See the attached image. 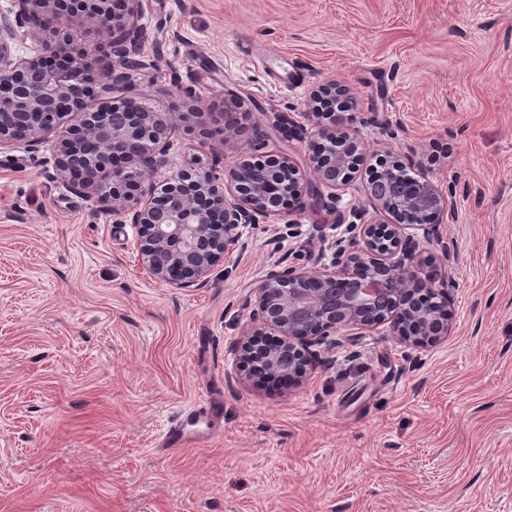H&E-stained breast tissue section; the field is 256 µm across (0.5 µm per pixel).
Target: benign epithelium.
Wrapping results in <instances>:
<instances>
[{
    "label": "benign epithelium",
    "mask_w": 512,
    "mask_h": 512,
    "mask_svg": "<svg viewBox=\"0 0 512 512\" xmlns=\"http://www.w3.org/2000/svg\"><path fill=\"white\" fill-rule=\"evenodd\" d=\"M139 0H17L13 14L0 15V149L19 141L37 147L53 138L57 175L72 188L112 209L124 224L139 227L138 260L155 280L176 288H196L240 243V228L300 209L305 197L336 215L345 235L331 243L333 268L316 271L288 266L270 269L253 289V333L238 345L241 379L255 367L285 384H301L313 369V347L340 331L356 333L390 323L416 348L433 346L452 332L453 314L446 267L455 262L444 226L451 191L426 173L412 176L397 156L378 177L401 183L395 196L369 183L366 197L374 212L396 217L422 214L431 252L404 224H373L366 209L338 210L334 190L347 185L364 160L351 135L365 122L361 112H319L315 105L296 120L275 116L286 141L310 134L323 143L309 157V174L290 156L225 166L184 168L156 187L155 173L167 163L174 122L146 105L120 123L113 113L127 102L92 110L87 98L98 86L118 87L130 69L151 63L133 56L138 47ZM80 18L104 38L90 50L73 47L70 23ZM31 38L39 50L14 54ZM77 116L71 124L68 115ZM333 190L328 196L320 188Z\"/></svg>",
    "instance_id": "benign-epithelium-1"
}]
</instances>
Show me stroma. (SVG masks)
I'll list each match as a JSON object with an SVG mask.
<instances>
[{
    "mask_svg": "<svg viewBox=\"0 0 512 512\" xmlns=\"http://www.w3.org/2000/svg\"><path fill=\"white\" fill-rule=\"evenodd\" d=\"M155 68L134 97L177 122L166 178L197 161L307 165L277 112L324 80L371 114L366 158L452 186L459 260L447 340L390 325L323 345L301 386L244 382L237 342L276 263L332 267L342 235L310 207L243 228L201 288L137 262L135 225L57 178L53 144L0 150V512H512V0H140ZM224 402L199 444L161 453L168 420Z\"/></svg>",
    "mask_w": 512,
    "mask_h": 512,
    "instance_id": "1",
    "label": "stroma"
}]
</instances>
